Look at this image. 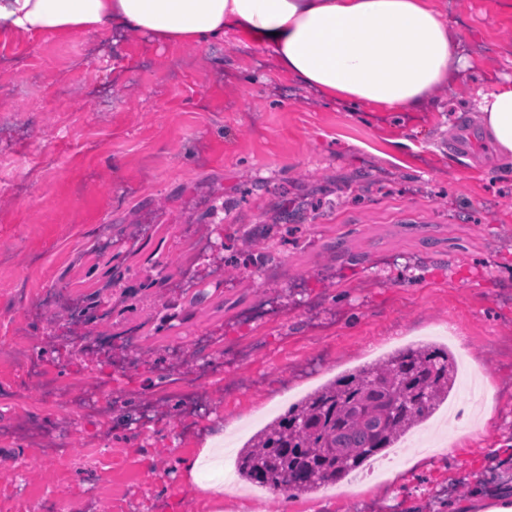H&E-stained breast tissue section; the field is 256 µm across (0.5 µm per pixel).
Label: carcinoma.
<instances>
[{"instance_id":"carcinoma-1","label":"carcinoma","mask_w":512,"mask_h":512,"mask_svg":"<svg viewBox=\"0 0 512 512\" xmlns=\"http://www.w3.org/2000/svg\"><path fill=\"white\" fill-rule=\"evenodd\" d=\"M457 367L427 344L342 375L260 430L237 475L272 490L314 491L391 448L448 398Z\"/></svg>"}]
</instances>
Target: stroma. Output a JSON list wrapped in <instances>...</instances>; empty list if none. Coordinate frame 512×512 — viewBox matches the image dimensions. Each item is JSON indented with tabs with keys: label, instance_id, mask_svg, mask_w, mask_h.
<instances>
[{
	"label": "stroma",
	"instance_id": "1",
	"mask_svg": "<svg viewBox=\"0 0 512 512\" xmlns=\"http://www.w3.org/2000/svg\"><path fill=\"white\" fill-rule=\"evenodd\" d=\"M447 2L469 62L454 97L363 117L235 32L198 50L0 38V342L39 367L0 365V512L60 494L73 512H448L512 487V174L486 135L451 148L478 126L453 99L512 76V0ZM422 342L479 365L491 419L457 387L452 423L433 414L336 485L186 479L215 432L238 452ZM46 376L71 414L42 402ZM443 432L451 453L432 452Z\"/></svg>",
	"mask_w": 512,
	"mask_h": 512
}]
</instances>
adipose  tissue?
Wrapping results in <instances>:
<instances>
[{"label":"adipose tissue","mask_w":512,"mask_h":512,"mask_svg":"<svg viewBox=\"0 0 512 512\" xmlns=\"http://www.w3.org/2000/svg\"><path fill=\"white\" fill-rule=\"evenodd\" d=\"M118 26L158 42L205 48L226 32L265 48L299 85L352 111L415 112L463 67L443 0H0V35L73 34ZM472 102L499 162L512 166V78ZM224 436L184 460L217 485Z\"/></svg>","instance_id":"obj_1"}]
</instances>
